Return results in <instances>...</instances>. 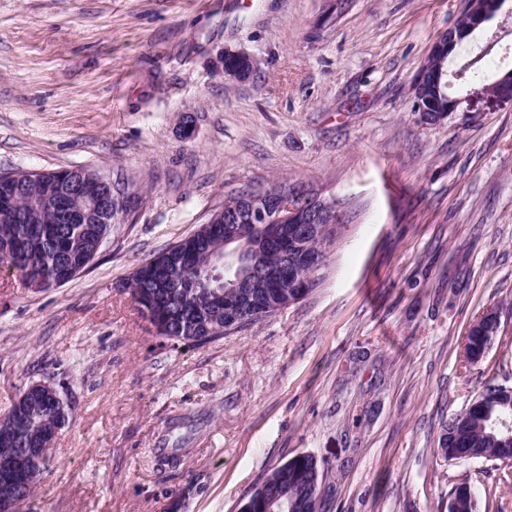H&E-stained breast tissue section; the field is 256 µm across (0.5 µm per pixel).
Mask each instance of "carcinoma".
<instances>
[{
  "mask_svg": "<svg viewBox=\"0 0 512 512\" xmlns=\"http://www.w3.org/2000/svg\"><path fill=\"white\" fill-rule=\"evenodd\" d=\"M432 70L460 74L461 87L468 92L490 95L497 80L475 78L478 68L471 57L460 55L450 61L426 58ZM70 178L67 168L53 171L46 179L23 182L0 180V266L17 270L29 285L39 289L62 286L75 275L74 266L86 268L98 253L100 232H112L103 226L78 221L63 224L59 212L75 208L73 199L63 191ZM224 242V220L214 218L167 249L143 259L127 278L132 300L139 310L150 313L149 321L156 335L175 342L201 345L204 335L196 330L198 321L211 315L224 326V333L234 332L230 315L224 312V300L212 299L196 286L200 268L208 261L207 251ZM277 289L266 280H258L250 289L253 298L249 317L242 327L256 325L276 314L273 301ZM479 410H464L448 422L439 440L438 451L453 464L469 461L512 463V445L502 441L501 419L512 424V411L503 408L489 385L478 396ZM62 425L60 413L43 406L39 397L26 402L25 414L12 422L18 448H34ZM319 472L314 458L285 462L267 473L259 486L266 497H278L298 506L295 512H321L318 495ZM476 494L460 484L449 495L448 512H476Z\"/></svg>",
  "mask_w": 512,
  "mask_h": 512,
  "instance_id": "carcinoma-1",
  "label": "carcinoma"
}]
</instances>
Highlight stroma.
I'll list each match as a JSON object with an SVG mask.
<instances>
[{"instance_id":"stroma-1","label":"stroma","mask_w":512,"mask_h":512,"mask_svg":"<svg viewBox=\"0 0 512 512\" xmlns=\"http://www.w3.org/2000/svg\"><path fill=\"white\" fill-rule=\"evenodd\" d=\"M334 3L0 0V172L85 166L143 193L73 281L0 267V416L36 381L73 409L22 512H239L299 454L322 512H448L463 483L512 512V466L437 451L487 384L512 386V101L439 125L412 109L463 0ZM227 50L257 72L225 78ZM278 179L344 202L320 284L202 345L156 336L125 278ZM228 55L233 56L236 60H239L241 63L234 59L228 58L227 60H225V63L228 62L230 66L234 67L225 66L224 59ZM218 64L224 70L225 78L235 81H245L249 79L253 71L257 68L256 59L249 53L240 50L225 51L224 54L219 56ZM482 323V327L479 325V322ZM472 327H480L481 331L485 334L484 336H490L487 340L486 344L482 348V350L477 351L476 353H472L471 357H467V352L464 349V354L466 360H482L483 357L486 355L491 342L494 338V336L497 335L499 328H500V314L499 311L495 308H489L482 312V314L476 319V321L472 324ZM470 328V329H471ZM468 360V361H469Z\"/></svg>"}]
</instances>
